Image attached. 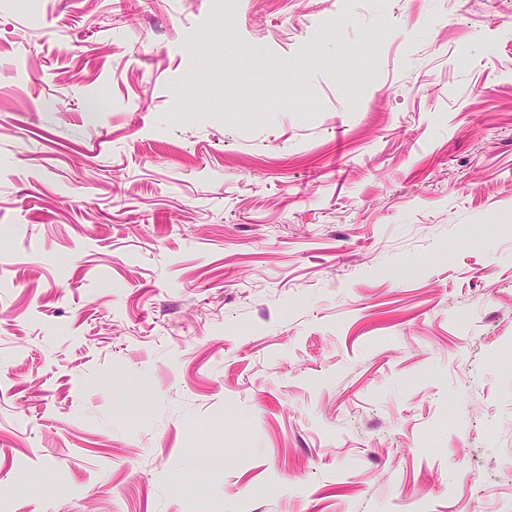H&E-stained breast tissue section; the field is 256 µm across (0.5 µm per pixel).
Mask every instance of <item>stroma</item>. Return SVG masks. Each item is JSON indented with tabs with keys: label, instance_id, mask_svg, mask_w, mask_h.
<instances>
[{
	"label": "stroma",
	"instance_id": "obj_1",
	"mask_svg": "<svg viewBox=\"0 0 512 512\" xmlns=\"http://www.w3.org/2000/svg\"><path fill=\"white\" fill-rule=\"evenodd\" d=\"M0 0V512H512V0Z\"/></svg>",
	"mask_w": 512,
	"mask_h": 512
}]
</instances>
